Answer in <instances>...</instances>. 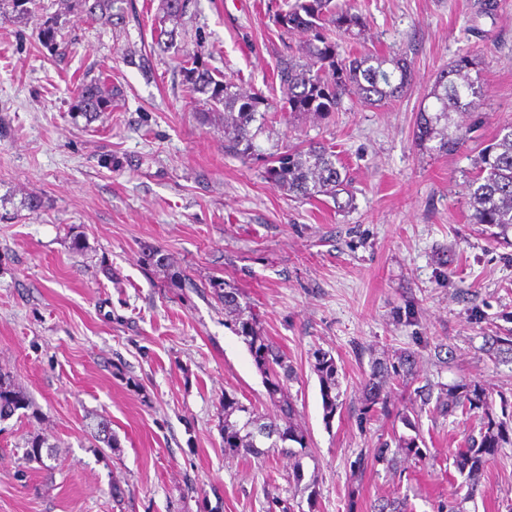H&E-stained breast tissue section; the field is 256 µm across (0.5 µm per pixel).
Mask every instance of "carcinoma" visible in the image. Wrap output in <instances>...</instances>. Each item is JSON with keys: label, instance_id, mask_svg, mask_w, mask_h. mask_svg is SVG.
<instances>
[{"label": "carcinoma", "instance_id": "cac0c4a2", "mask_svg": "<svg viewBox=\"0 0 512 512\" xmlns=\"http://www.w3.org/2000/svg\"><path fill=\"white\" fill-rule=\"evenodd\" d=\"M34 0H0V20L17 14L32 13ZM124 0H66L65 8L76 9L92 20L117 28L125 21ZM189 0H162V16L156 28V45L166 49L179 35L181 21ZM273 23L284 36L300 38L298 50L280 57L274 83L282 96V109L297 116L320 118L338 112L343 99L355 97L377 106L400 97L414 81L412 61L405 53L384 55L372 51L344 52L339 40L363 30L366 20L351 0H294L287 9L273 16ZM58 28L48 17L41 23L44 45H56ZM182 84L192 99L203 102L200 111L217 112L224 108V149L242 161L254 156V123L265 125L277 111L261 90L244 91L226 75L210 68L195 50L185 49L180 61ZM122 96L121 88L107 85L98 77L82 79L75 88L72 113L85 117L112 111ZM428 97L432 106L417 113L414 140L417 147L440 153H458L467 147L472 127L464 118L476 112L484 97V86L477 62L470 55H458L447 69L435 78ZM436 142L431 147L429 143ZM263 178L273 187L298 200L319 196L331 198L340 211L352 207L353 193L345 166L336 151L320 141H302L276 152L265 160ZM346 194L340 200V194ZM466 198L470 222L492 229L491 235L508 242L512 230V123L503 125L498 134L483 147L474 160L471 176L466 180ZM213 298L231 316L237 336L246 344L253 362L262 375L266 398L279 412L278 421L260 423L256 411L234 395L224 394V449L234 455L261 457L286 453L294 459L290 479L303 481L302 459L308 455L307 432L297 420L296 404L288 392V383L296 371L288 356L275 343L258 335L256 317L251 307L241 303L242 292L228 288L222 281L209 283ZM415 344L433 350L439 366L453 360L455 350L446 339L416 336ZM480 350L497 364L512 365V332L490 327L482 336ZM312 369L318 377L325 421H331L340 407L339 367L328 351L312 353ZM418 351L398 350L387 358H374L362 385L364 423L383 416L401 423L410 434L394 435L382 441L368 455H359L351 464L352 476L362 474L368 465L383 464L390 469L397 457L423 461L429 448L421 435L422 416L434 420L448 419L458 413L479 419L478 434H469L465 446L451 453L452 466L461 479L448 499L437 504L436 512H469L466 503L475 500L486 465L501 448L512 444V427L508 426V400L500 401L501 415H496L483 386L476 381L461 380L453 385L422 377L417 370ZM28 406L24 392L13 377L0 372V420L11 417ZM46 439L35 437L28 442L23 459L38 460ZM307 507L266 493L269 512H317L319 491L316 482L304 486ZM370 512H410L404 499L377 498Z\"/></svg>", "mask_w": 512, "mask_h": 512}]
</instances>
